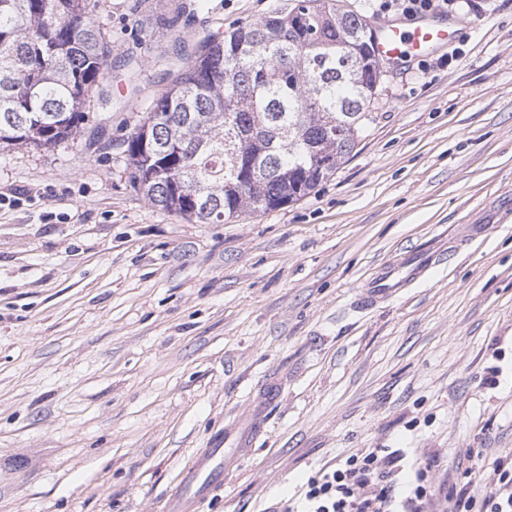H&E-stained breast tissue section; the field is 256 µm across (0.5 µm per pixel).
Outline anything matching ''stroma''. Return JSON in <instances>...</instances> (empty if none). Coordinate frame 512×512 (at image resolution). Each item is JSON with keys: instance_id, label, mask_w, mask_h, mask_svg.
<instances>
[{"instance_id": "obj_1", "label": "stroma", "mask_w": 512, "mask_h": 512, "mask_svg": "<svg viewBox=\"0 0 512 512\" xmlns=\"http://www.w3.org/2000/svg\"><path fill=\"white\" fill-rule=\"evenodd\" d=\"M181 3L99 0L111 105L54 149L0 144V512H171L259 405L197 512H280L369 448L482 498L512 454V0H455V39L386 73L333 177L221 224L148 202L122 142L184 71L173 34L292 0ZM444 235L462 244L425 280L360 306L380 266ZM262 409V407L257 409L247 422L230 427L224 433V446L229 444L234 448H247L251 443L254 431L260 423Z\"/></svg>"}]
</instances>
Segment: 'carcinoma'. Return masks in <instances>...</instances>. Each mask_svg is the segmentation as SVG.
<instances>
[{"instance_id": "cac0c4a2", "label": "carcinoma", "mask_w": 512, "mask_h": 512, "mask_svg": "<svg viewBox=\"0 0 512 512\" xmlns=\"http://www.w3.org/2000/svg\"><path fill=\"white\" fill-rule=\"evenodd\" d=\"M89 0H0V143L77 137L112 81ZM123 141L132 185L200 224L297 202L356 147L383 76L371 23L338 0L294 6L187 50Z\"/></svg>"}]
</instances>
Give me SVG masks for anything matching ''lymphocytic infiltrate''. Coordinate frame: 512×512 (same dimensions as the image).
Returning <instances> with one entry per match:
<instances>
[{"label":"lymphocytic infiltrate","instance_id":"obj_1","mask_svg":"<svg viewBox=\"0 0 512 512\" xmlns=\"http://www.w3.org/2000/svg\"><path fill=\"white\" fill-rule=\"evenodd\" d=\"M403 456L368 450L349 456L339 466H325L310 476L301 503L284 512H429L436 490L428 463H412L408 481H399ZM498 485L482 500L448 495V512H512V467L497 461Z\"/></svg>","mask_w":512,"mask_h":512}]
</instances>
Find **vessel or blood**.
<instances>
[{"instance_id":"vessel-or-blood-1","label":"vessel or blood","mask_w":512,"mask_h":512,"mask_svg":"<svg viewBox=\"0 0 512 512\" xmlns=\"http://www.w3.org/2000/svg\"><path fill=\"white\" fill-rule=\"evenodd\" d=\"M453 34L451 25L427 16L422 17L410 31L403 30L393 23H385L378 27L376 54L385 65L395 68L412 59L430 54L437 46L447 42ZM447 254V247L442 245L426 252L404 253L392 263L382 266L367 284L362 296L363 305H376L389 295L425 278ZM260 419V413L256 412L247 422L230 427L224 435L223 445L204 449L197 460L196 472H207L212 461L223 458L224 445L248 447Z\"/></svg>"}]
</instances>
